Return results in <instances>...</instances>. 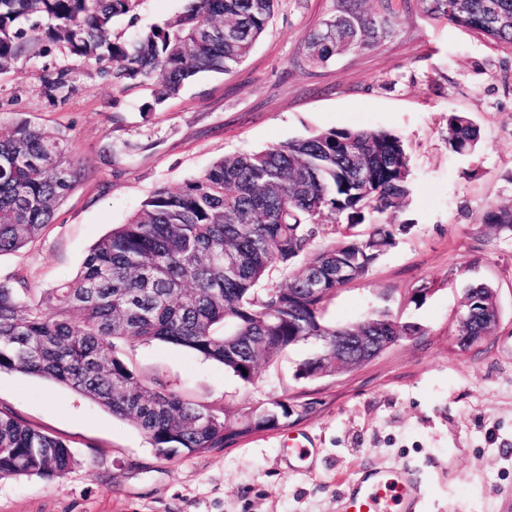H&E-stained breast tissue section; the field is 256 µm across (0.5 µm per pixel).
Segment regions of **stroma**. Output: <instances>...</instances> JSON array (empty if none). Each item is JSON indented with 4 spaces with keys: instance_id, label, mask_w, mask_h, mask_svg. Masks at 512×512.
I'll return each instance as SVG.
<instances>
[{
    "instance_id": "obj_1",
    "label": "stroma",
    "mask_w": 512,
    "mask_h": 512,
    "mask_svg": "<svg viewBox=\"0 0 512 512\" xmlns=\"http://www.w3.org/2000/svg\"><path fill=\"white\" fill-rule=\"evenodd\" d=\"M185 0H140L112 37L126 41L181 13ZM338 0H278L250 54L229 74H205L153 106L151 86L117 90L104 67L36 43L0 73V134L21 118L69 141L82 177L25 249L0 256V281L22 277L35 293L73 279L93 244L160 188L176 190L217 158L331 128L400 135L411 195L394 247L363 278L324 304L336 325L389 312L420 325L361 367L314 379L299 366L322 353L308 341L285 350L246 384L188 349L136 341L126 358L145 376L218 410L269 397L309 400L288 427L231 448L159 455L130 421L51 381L0 372V408L61 437L75 458L61 479L0 480V512H344L350 482L367 467L410 471L414 512H512V239L476 220L488 199L512 206V50L444 21L419 0H390L396 33L327 63L306 60V37ZM70 71L62 102L43 90L46 71ZM480 130L475 151L447 141L448 116ZM428 281L421 304L412 288ZM490 286L498 324L470 351L454 338L470 284ZM306 460L288 454L294 444Z\"/></svg>"
}]
</instances>
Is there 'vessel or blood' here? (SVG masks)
<instances>
[{
	"instance_id": "obj_1",
	"label": "vessel or blood",
	"mask_w": 512,
	"mask_h": 512,
	"mask_svg": "<svg viewBox=\"0 0 512 512\" xmlns=\"http://www.w3.org/2000/svg\"><path fill=\"white\" fill-rule=\"evenodd\" d=\"M415 499V486L403 473H378L360 482L347 512H400L405 502Z\"/></svg>"
}]
</instances>
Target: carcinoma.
Listing matches in <instances>:
<instances>
[{"mask_svg":"<svg viewBox=\"0 0 512 512\" xmlns=\"http://www.w3.org/2000/svg\"><path fill=\"white\" fill-rule=\"evenodd\" d=\"M138 0H0V71L13 68L36 33L60 42L75 61L106 65L114 88L149 83L154 103L179 95L191 78L228 74L264 33L278 0H186L182 14L131 43L108 38ZM366 12L363 0H340V27L307 38V59L327 62L343 50L394 34L389 0ZM433 20L486 36L512 50V0H420ZM45 94L63 98L68 70L45 74ZM479 130L464 113L448 115V145L473 151ZM409 156L401 137L380 130L321 131L261 151L226 155L177 190H157L127 223L100 238L70 282L51 289L53 307L31 289L0 282V372L51 380L135 424L170 457L228 448L303 418V404L271 398L266 414L244 407L219 413L184 398L126 360L125 343L158 340L216 361L243 383L265 362L301 343L327 339L338 353L370 360L349 336H395L402 324L385 312L353 326L323 319V305L395 244L398 228L382 220L406 206ZM81 179L61 133L27 120L0 138V255L17 252L51 223ZM478 222L512 237V207L485 202ZM366 224L359 238L318 247L325 224ZM239 261L224 269V253ZM315 276L322 294L309 293ZM492 291L465 290L472 310L458 335H483ZM336 370L306 360L303 378ZM74 465L68 444L0 408V479L63 478Z\"/></svg>","mask_w":512,"mask_h":512,"instance_id":"cac0c4a2","label":"carcinoma"}]
</instances>
